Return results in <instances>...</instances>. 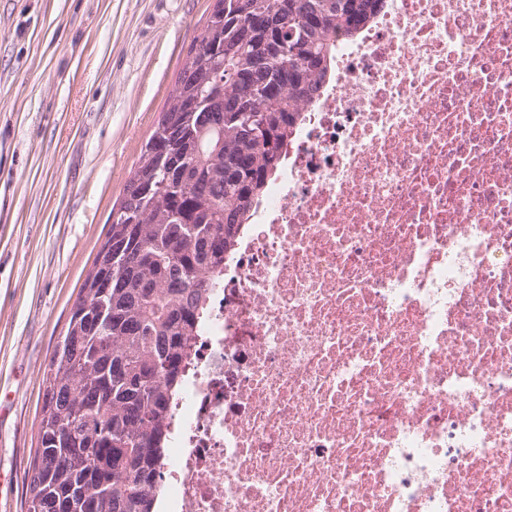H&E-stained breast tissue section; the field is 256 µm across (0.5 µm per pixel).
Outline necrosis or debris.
Wrapping results in <instances>:
<instances>
[{"instance_id": "necrosis-or-debris-1", "label": "necrosis or debris", "mask_w": 512, "mask_h": 512, "mask_svg": "<svg viewBox=\"0 0 512 512\" xmlns=\"http://www.w3.org/2000/svg\"><path fill=\"white\" fill-rule=\"evenodd\" d=\"M157 512H512V0H388L208 290Z\"/></svg>"}]
</instances>
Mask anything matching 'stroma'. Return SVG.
Instances as JSON below:
<instances>
[{
    "instance_id": "1",
    "label": "stroma",
    "mask_w": 512,
    "mask_h": 512,
    "mask_svg": "<svg viewBox=\"0 0 512 512\" xmlns=\"http://www.w3.org/2000/svg\"><path fill=\"white\" fill-rule=\"evenodd\" d=\"M211 0H0V512L44 372Z\"/></svg>"
}]
</instances>
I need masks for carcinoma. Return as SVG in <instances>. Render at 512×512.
Instances as JSON below:
<instances>
[{
	"instance_id": "1",
	"label": "carcinoma",
	"mask_w": 512,
	"mask_h": 512,
	"mask_svg": "<svg viewBox=\"0 0 512 512\" xmlns=\"http://www.w3.org/2000/svg\"><path fill=\"white\" fill-rule=\"evenodd\" d=\"M384 6L213 0L54 347L27 512H155L167 411L208 288L327 78L338 38L356 36Z\"/></svg>"
}]
</instances>
